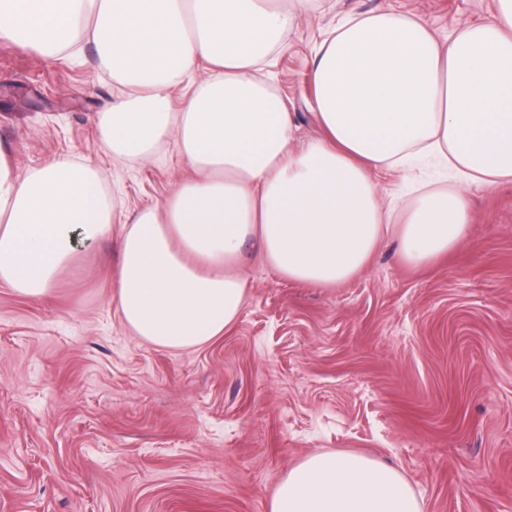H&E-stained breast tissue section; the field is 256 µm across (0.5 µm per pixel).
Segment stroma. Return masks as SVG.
<instances>
[{
	"instance_id": "35a3bbf8",
	"label": "stroma",
	"mask_w": 512,
	"mask_h": 512,
	"mask_svg": "<svg viewBox=\"0 0 512 512\" xmlns=\"http://www.w3.org/2000/svg\"><path fill=\"white\" fill-rule=\"evenodd\" d=\"M439 40L498 0H310L264 73L294 148L322 135L316 46L381 4ZM127 92L93 44L42 57L0 39V141L19 174L53 158L97 167L117 217L190 178L175 141L114 161L99 118ZM383 199L456 188L434 163L375 171ZM468 237L438 263L384 242L336 286L287 280L246 248L244 308L203 346L159 347L112 306L115 244L77 252L49 299L0 283V512H268L319 450L396 467L423 512H512V183L468 190Z\"/></svg>"
}]
</instances>
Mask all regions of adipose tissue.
<instances>
[{"label":"adipose tissue","mask_w":512,"mask_h":512,"mask_svg":"<svg viewBox=\"0 0 512 512\" xmlns=\"http://www.w3.org/2000/svg\"><path fill=\"white\" fill-rule=\"evenodd\" d=\"M298 14L278 0H0V37L50 56L85 34L127 87L104 113L116 158H150L175 139L193 171L162 205L117 221L88 163L54 159L18 175L0 142V282L46 299L80 247L116 244L112 305L152 344L200 346L240 316L245 248L298 282L336 285L388 235L423 267L467 236L465 189L512 182V0L493 20L438 42L420 18L387 7L342 19L318 46L314 104L323 136L292 146L284 102L258 77ZM212 68L174 107L170 88ZM461 173L418 196L402 222L372 173L412 158ZM269 512H422L393 466L357 452L306 455Z\"/></svg>","instance_id":"1"}]
</instances>
